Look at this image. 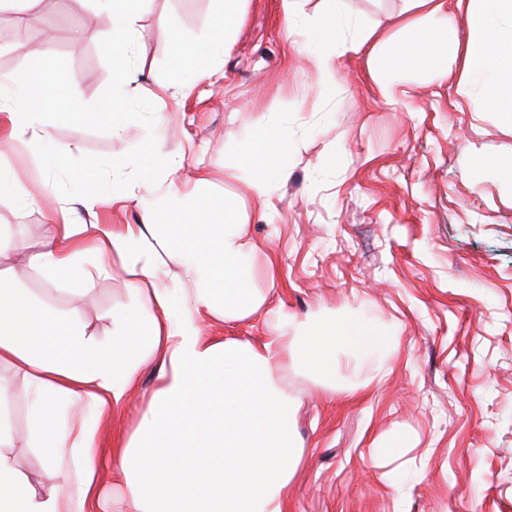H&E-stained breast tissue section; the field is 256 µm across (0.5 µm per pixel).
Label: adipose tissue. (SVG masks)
Wrapping results in <instances>:
<instances>
[{
    "mask_svg": "<svg viewBox=\"0 0 512 512\" xmlns=\"http://www.w3.org/2000/svg\"><path fill=\"white\" fill-rule=\"evenodd\" d=\"M240 0H224L205 45L174 39L175 66L194 61L206 71L222 55L238 21ZM321 20L305 29L315 45V66L332 75L331 57L362 48L341 0H327ZM426 7L422 32L402 46L373 48L380 76L403 67L448 74L458 71L462 96L480 90L485 106L512 126V0H416ZM465 10L467 42L449 39L454 8ZM225 155L256 197L273 174L285 172L288 134L261 123L236 135ZM169 223L144 211L138 224H76L48 227L29 266L63 277L85 246L99 257H118L130 285L148 312L112 313L111 343L99 341L79 322L39 309L15 292L12 269H0V362L11 363L34 387L31 425L42 438L46 459L72 461L76 491L37 493L0 454V512H87L98 498L99 421L129 399L142 367L159 363L160 384L135 434L113 451L116 485L127 486L126 512H288V484L300 459L293 438V401L275 384L278 359L321 380L342 368L383 359L391 338L370 312L351 321L316 325L278 307L268 339L256 346L204 334V317H246L265 302L255 286L252 257L258 249L233 203L221 222L202 204H185L169 184ZM182 270L180 287L160 285L168 262Z\"/></svg>",
    "mask_w": 512,
    "mask_h": 512,
    "instance_id": "1",
    "label": "adipose tissue"
}]
</instances>
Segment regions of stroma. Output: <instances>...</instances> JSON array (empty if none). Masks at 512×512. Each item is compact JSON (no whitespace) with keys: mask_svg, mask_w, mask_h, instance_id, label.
Instances as JSON below:
<instances>
[{"mask_svg":"<svg viewBox=\"0 0 512 512\" xmlns=\"http://www.w3.org/2000/svg\"><path fill=\"white\" fill-rule=\"evenodd\" d=\"M341 6L371 42L389 46L406 41L408 22L424 14L412 0ZM223 8L224 0H149L129 87L155 106L158 148L181 192L208 201L216 222L225 197H236L259 245L253 264L263 308L240 320L205 317L206 335L262 344L271 309L282 305L321 321L372 311L393 338L383 366L343 372L332 388L274 364L298 403L302 456L288 486L290 512H512V185L477 169L481 159L512 155V127L481 95H459L452 74L397 71L385 99L365 49L333 58L337 78L320 81L301 30L323 15L325 0H297L290 13L283 0H243L210 75H178L173 37L205 42ZM1 26L26 49L0 44V76L52 53L67 59L82 102L107 87L100 42L111 20L91 0H40L22 15L5 9ZM262 120L283 126L292 149L287 172L258 199L225 168L224 154L235 147L233 134ZM45 133L72 155L117 157L147 131L138 123L117 135L56 123L0 139V161L23 188L47 180L34 150ZM141 193L135 184L126 200L104 195L98 222L139 223ZM66 217L88 215L58 193L36 205L0 193V235L9 242L0 268L19 266L17 290L109 340L113 309L141 310L119 260L104 277L98 256L82 255L63 280L20 265L40 250L46 224ZM0 378L10 392L6 456L36 491L74 490L73 465H47L29 430V380L5 362ZM156 387L155 365L144 366L126 406L100 426L107 512H125L124 495L112 489V450L135 432ZM400 434L411 447L373 460L371 448Z\"/></svg>","mask_w":512,"mask_h":512,"instance_id":"obj_1","label":"stroma"}]
</instances>
